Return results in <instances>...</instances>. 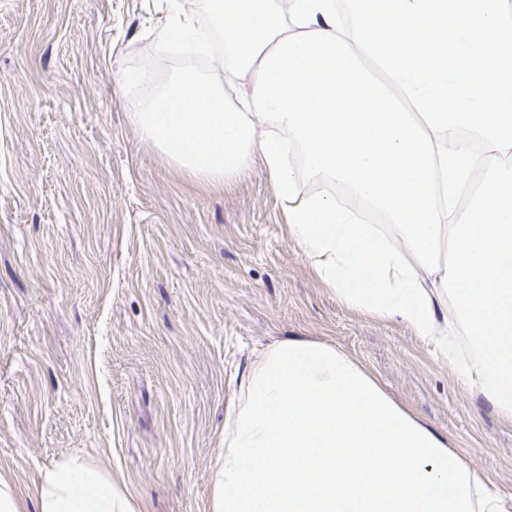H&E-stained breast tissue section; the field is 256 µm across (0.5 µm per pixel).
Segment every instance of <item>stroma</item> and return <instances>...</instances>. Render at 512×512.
I'll return each mask as SVG.
<instances>
[{"mask_svg":"<svg viewBox=\"0 0 512 512\" xmlns=\"http://www.w3.org/2000/svg\"><path fill=\"white\" fill-rule=\"evenodd\" d=\"M172 0H0V474L27 496L79 455L135 512H210L249 362L300 337L358 358L512 495V419L400 319L340 303L288 237L261 164L191 179L133 125L123 71Z\"/></svg>","mask_w":512,"mask_h":512,"instance_id":"stroma-1","label":"stroma"}]
</instances>
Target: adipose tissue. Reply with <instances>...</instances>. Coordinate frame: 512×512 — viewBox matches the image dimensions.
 Wrapping results in <instances>:
<instances>
[{"label": "adipose tissue", "mask_w": 512, "mask_h": 512, "mask_svg": "<svg viewBox=\"0 0 512 512\" xmlns=\"http://www.w3.org/2000/svg\"><path fill=\"white\" fill-rule=\"evenodd\" d=\"M287 0H190L164 47L219 33L223 53L158 79L126 73L131 120L188 176L221 184L263 160L252 89L267 52L296 34ZM243 94H236L237 85ZM447 437L396 403L349 353L301 338L251 360L227 409L211 512H506ZM32 512H134L111 475L70 458L42 473Z\"/></svg>", "instance_id": "1"}]
</instances>
